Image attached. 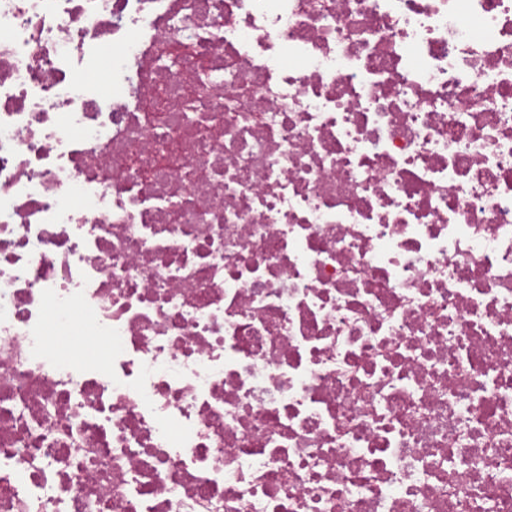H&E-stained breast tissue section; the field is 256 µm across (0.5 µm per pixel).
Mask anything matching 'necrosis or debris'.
Masks as SVG:
<instances>
[{
	"label": "necrosis or debris",
	"instance_id": "4bbe7bcc",
	"mask_svg": "<svg viewBox=\"0 0 512 512\" xmlns=\"http://www.w3.org/2000/svg\"><path fill=\"white\" fill-rule=\"evenodd\" d=\"M0 512H512V0H0Z\"/></svg>",
	"mask_w": 512,
	"mask_h": 512
}]
</instances>
